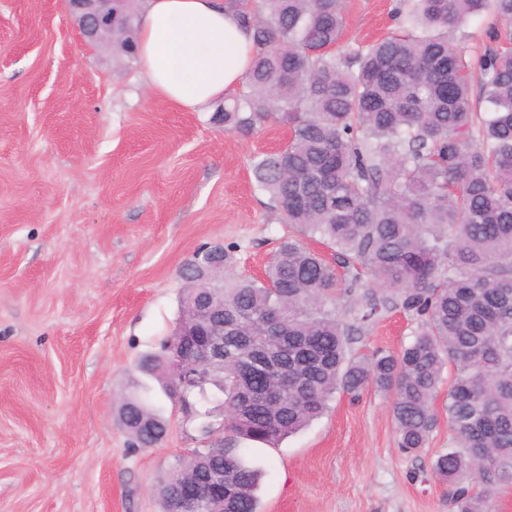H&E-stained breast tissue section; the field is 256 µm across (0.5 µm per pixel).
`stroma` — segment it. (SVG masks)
I'll return each instance as SVG.
<instances>
[{
    "label": "stroma",
    "instance_id": "35a3bbf8",
    "mask_svg": "<svg viewBox=\"0 0 512 512\" xmlns=\"http://www.w3.org/2000/svg\"><path fill=\"white\" fill-rule=\"evenodd\" d=\"M400 0H344L342 53L397 30ZM496 20L453 36L469 63ZM212 108L151 94L136 61L88 44L62 0H0V512H163L156 487L203 437L143 378L139 359L174 327L180 270L201 246L233 248L261 276L286 236L252 162L280 124L225 132ZM416 324L388 314L354 349L395 351ZM141 382L170 431L133 447L117 420ZM391 395L340 394L279 447L254 446L260 512H449L428 448L397 447Z\"/></svg>",
    "mask_w": 512,
    "mask_h": 512
}]
</instances>
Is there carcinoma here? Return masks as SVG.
I'll return each mask as SVG.
<instances>
[{
	"mask_svg": "<svg viewBox=\"0 0 512 512\" xmlns=\"http://www.w3.org/2000/svg\"><path fill=\"white\" fill-rule=\"evenodd\" d=\"M137 2L118 0L112 53L133 58ZM252 32L253 63L242 91L217 105L224 131L270 121L288 144L253 161L257 188L283 224L261 279L230 273L224 285L189 258L172 335L139 363L162 383L178 363L180 327L208 315L198 295L224 302V363L209 362L186 397L217 393L222 411L198 416L203 435L192 468L177 460L159 481L163 508L183 479L224 472L234 491L197 512H258L261 472L244 440L276 446L328 409L342 392H390L401 451H422L437 428L434 409L448 374L451 443L432 463L450 512H494L512 487V0H408L404 31L346 53L333 51L343 0H225ZM494 13L497 47L470 64L451 35L482 11ZM479 84L473 107V83ZM331 252L326 256L303 242ZM352 301L348 319L336 302ZM417 323L396 352L351 348L385 314ZM267 357L288 368L249 382L241 368ZM118 419L134 442L158 445L169 422L136 392Z\"/></svg>",
	"mask_w": 512,
	"mask_h": 512,
	"instance_id": "1",
	"label": "carcinoma"
}]
</instances>
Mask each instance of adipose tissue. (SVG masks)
Instances as JSON below:
<instances>
[{
    "label": "adipose tissue",
    "instance_id": "1",
    "mask_svg": "<svg viewBox=\"0 0 512 512\" xmlns=\"http://www.w3.org/2000/svg\"><path fill=\"white\" fill-rule=\"evenodd\" d=\"M252 36L223 0H143L137 60L154 95L194 110L237 92Z\"/></svg>",
    "mask_w": 512,
    "mask_h": 512
}]
</instances>
